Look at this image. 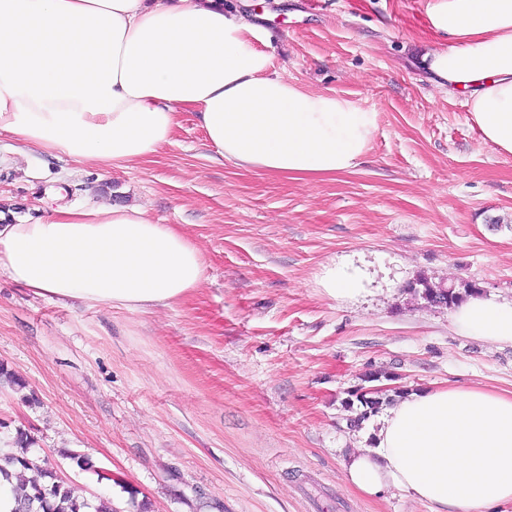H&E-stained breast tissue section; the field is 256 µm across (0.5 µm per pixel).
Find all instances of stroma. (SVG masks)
Masks as SVG:
<instances>
[{"label":"stroma","instance_id":"obj_1","mask_svg":"<svg viewBox=\"0 0 512 512\" xmlns=\"http://www.w3.org/2000/svg\"><path fill=\"white\" fill-rule=\"evenodd\" d=\"M272 69L354 100L376 128L358 169L301 181L218 158L196 112L130 170L20 153L0 137V215L112 195L145 204L201 249L205 279L149 312L35 295L0 272V451L18 431L84 498L114 512H430L371 500L340 461L358 441L344 400L368 372L409 390L512 391V347L449 329L406 291L476 284L512 298V155L485 145L464 95L428 79L427 0H254ZM368 268L370 294L334 302L326 265ZM87 456L80 469L69 452Z\"/></svg>","mask_w":512,"mask_h":512}]
</instances>
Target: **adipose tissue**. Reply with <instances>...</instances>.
<instances>
[{
  "mask_svg": "<svg viewBox=\"0 0 512 512\" xmlns=\"http://www.w3.org/2000/svg\"><path fill=\"white\" fill-rule=\"evenodd\" d=\"M444 37L422 58L429 79L467 97L483 141L512 154V0H430ZM267 34L221 0H0V134L102 168L130 169L168 144L180 110L235 165L322 179L355 172L375 115L272 74ZM0 271L39 296L145 312L204 280L195 243L142 204L96 202L0 224ZM351 261L325 266L333 301L366 293ZM455 334L512 345V302L480 294L451 316ZM363 496L391 490L431 512L512 503V394L454 385L411 390L375 417L341 461Z\"/></svg>",
  "mask_w": 512,
  "mask_h": 512,
  "instance_id": "adipose-tissue-1",
  "label": "adipose tissue"
}]
</instances>
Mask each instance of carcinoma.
Segmentation results:
<instances>
[{
  "label": "carcinoma",
  "instance_id": "cac0c4a2",
  "mask_svg": "<svg viewBox=\"0 0 512 512\" xmlns=\"http://www.w3.org/2000/svg\"><path fill=\"white\" fill-rule=\"evenodd\" d=\"M406 288L423 299L433 295L440 296L450 309L462 302L464 295L479 293V289L472 284L465 285L464 292L461 293L453 286L434 285L425 279L410 282ZM391 401L392 396L388 392L368 393L366 388L361 386L350 392V398L346 399L344 404L351 407L357 403L362 407L358 417L353 420L357 425L379 412L382 406ZM15 444V451L3 458L0 477L6 481L10 480L8 467L13 466L21 470L32 469L36 472L37 478L27 483L22 481L11 487L14 501L11 512H113L112 504L108 500L101 499L95 505L84 498L73 496V490L64 482L57 480L48 457L39 458L32 453V439L27 432H17Z\"/></svg>",
  "mask_w": 512,
  "mask_h": 512
}]
</instances>
